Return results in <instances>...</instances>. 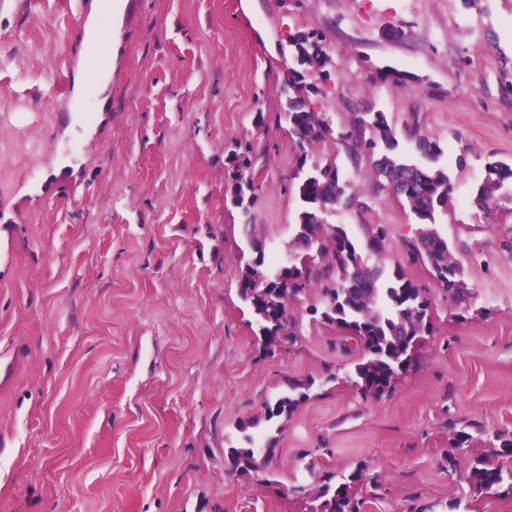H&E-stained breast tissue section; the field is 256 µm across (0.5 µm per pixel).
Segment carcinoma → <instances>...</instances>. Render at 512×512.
<instances>
[{
  "label": "carcinoma",
  "instance_id": "obj_1",
  "mask_svg": "<svg viewBox=\"0 0 512 512\" xmlns=\"http://www.w3.org/2000/svg\"><path fill=\"white\" fill-rule=\"evenodd\" d=\"M292 67L288 68L281 95L285 97V118L288 133L300 145H311L332 136L326 114L313 110L305 83V75L322 71L326 53L304 34L289 38ZM337 144L349 156L376 154L373 177L402 200L423 224L435 223V215L448 207L452 185L447 171L437 162L444 154L440 140L420 136L416 149L425 163L409 162L396 154L398 140L385 113L366 112L353 119L351 127L337 137ZM232 176L228 183L231 204L240 210L244 226L251 224V209L257 187L249 173L250 162L233 155L229 158ZM302 156L296 177L298 192L304 203L293 243L292 254L297 263H281L273 270H262L264 246L250 238L255 257L238 272L239 294L260 327L269 338L288 335V297H296L313 289L320 292L321 318L335 323L364 352L355 367L356 386L365 396L380 397L393 386L399 373L407 371L406 336L424 337L432 333L431 301L426 292L407 278L396 266L390 285L378 287L379 272L368 270L366 262L346 230L340 226L325 228L323 218L331 207L361 210L365 207L358 191L348 190L336 158L306 167ZM475 203L484 211L512 203V164L503 161L488 163L487 176L479 187ZM413 260L428 265L436 285L453 296L464 297L458 280L460 267L453 260L447 242L432 230L420 231L408 242ZM288 393L264 406V418L271 421L288 415L300 401L307 398L312 383L289 382ZM274 449L270 447H234L226 449L227 462L234 471L249 475L266 468ZM479 485L491 489L503 482L502 469L479 461L473 467ZM320 500L314 512H357L351 494V481L327 483L316 495Z\"/></svg>",
  "mask_w": 512,
  "mask_h": 512
}]
</instances>
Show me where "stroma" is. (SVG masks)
Returning a JSON list of instances; mask_svg holds the SVG:
<instances>
[{"mask_svg": "<svg viewBox=\"0 0 512 512\" xmlns=\"http://www.w3.org/2000/svg\"><path fill=\"white\" fill-rule=\"evenodd\" d=\"M77 23L74 0H0V512H309L357 471L360 512H512V209L474 202L488 163L512 164V0H126L107 108L84 95L63 125L50 87ZM312 32L328 63L311 101L334 132L381 111L405 159L418 136L444 144L435 228L469 301L411 262L420 224L369 156L280 125L289 37ZM239 146L259 185L248 234L225 196ZM303 154L363 193L326 220L380 286L400 266L431 300L432 335L380 397L355 387L363 351L311 313L316 293L289 300L295 337L269 348L239 296L249 238L266 269L288 258ZM290 379L309 396L266 431ZM268 442L264 471L229 472L226 448ZM479 459L498 489L471 480Z\"/></svg>", "mask_w": 512, "mask_h": 512, "instance_id": "stroma-1", "label": "stroma"}]
</instances>
